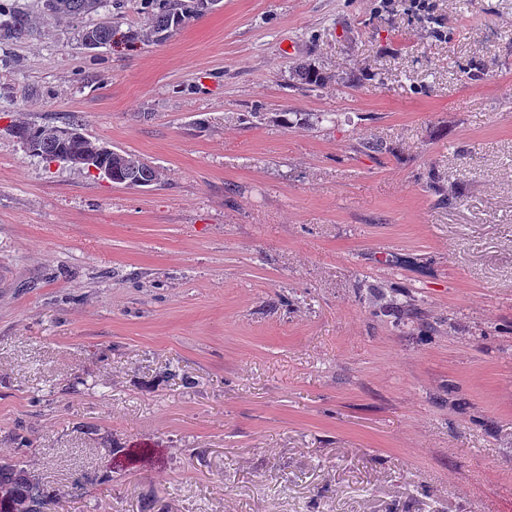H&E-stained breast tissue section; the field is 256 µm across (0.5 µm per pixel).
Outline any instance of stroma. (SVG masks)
<instances>
[{
    "mask_svg": "<svg viewBox=\"0 0 512 512\" xmlns=\"http://www.w3.org/2000/svg\"><path fill=\"white\" fill-rule=\"evenodd\" d=\"M435 14L217 0L160 42L0 41V459L56 512H512V0ZM72 118L157 184L9 132Z\"/></svg>",
    "mask_w": 512,
    "mask_h": 512,
    "instance_id": "obj_1",
    "label": "stroma"
}]
</instances>
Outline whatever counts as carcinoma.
I'll list each match as a JSON object with an SVG mask.
<instances>
[{"label":"carcinoma","mask_w":512,"mask_h":512,"mask_svg":"<svg viewBox=\"0 0 512 512\" xmlns=\"http://www.w3.org/2000/svg\"><path fill=\"white\" fill-rule=\"evenodd\" d=\"M210 0H140L145 27L129 30L128 39L156 42L197 17ZM121 8L120 0H42V17L52 21L81 22L102 11ZM36 27L35 19L13 0H0V40L23 41ZM118 23L105 21L81 29V42L105 46L117 32ZM73 119L57 125L21 124L11 127L15 137L34 147L36 156L46 162L77 164L92 157L112 172V183L128 187L150 186L158 180L157 170L131 153L100 151L98 143L79 132ZM53 499L18 460H0V512H49Z\"/></svg>","instance_id":"carcinoma-1"}]
</instances>
